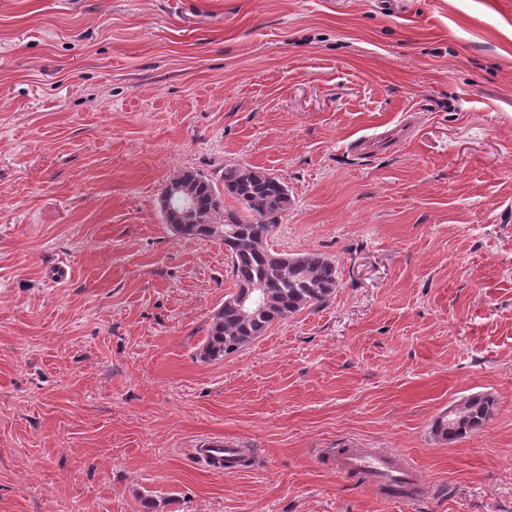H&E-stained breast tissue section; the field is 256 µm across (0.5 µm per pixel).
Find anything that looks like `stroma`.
Wrapping results in <instances>:
<instances>
[{
  "mask_svg": "<svg viewBox=\"0 0 512 512\" xmlns=\"http://www.w3.org/2000/svg\"><path fill=\"white\" fill-rule=\"evenodd\" d=\"M228 164L338 284L205 361L230 258L160 199ZM0 512H512V0H0ZM494 400L488 395H471L457 405L456 413L441 416L436 424L437 434L445 441L452 442L483 427L492 413ZM451 415V416H450ZM448 416L453 423L448 426ZM241 448H233L223 441H213L206 444V448H199L200 459L203 464L214 472L235 471ZM336 470L340 474H348L357 471L364 472L371 479L377 481L379 486L385 487L387 483L386 475H392L402 479L401 489L404 497L411 498L421 493V489H416L420 484L412 470L401 468L397 465L392 454L385 452L359 453L349 452L344 458L336 464ZM364 473H352L353 476H359L360 480L368 478ZM414 489L416 490L414 493Z\"/></svg>",
  "mask_w": 512,
  "mask_h": 512,
  "instance_id": "35a3bbf8",
  "label": "stroma"
}]
</instances>
